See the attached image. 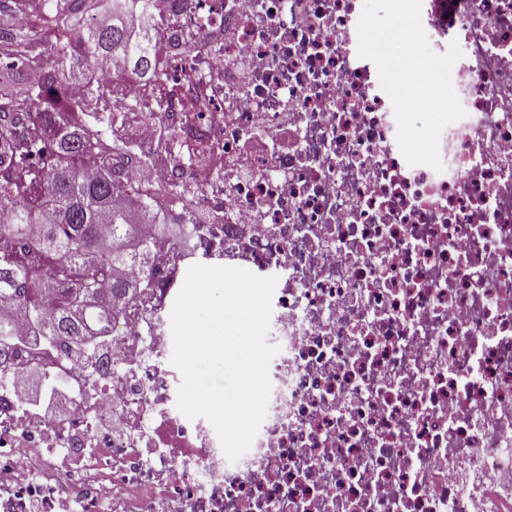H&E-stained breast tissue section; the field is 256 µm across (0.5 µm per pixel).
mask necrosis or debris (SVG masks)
I'll list each match as a JSON object with an SVG mask.
<instances>
[{"label": "necrosis or debris", "mask_w": 512, "mask_h": 512, "mask_svg": "<svg viewBox=\"0 0 512 512\" xmlns=\"http://www.w3.org/2000/svg\"><path fill=\"white\" fill-rule=\"evenodd\" d=\"M171 95L102 107L156 211L147 288L76 356L24 350L73 409L0 388V512H512V0H422L458 43L442 170L408 164L363 0H153ZM200 262L276 277L266 416L229 461L177 408L166 320Z\"/></svg>", "instance_id": "1"}]
</instances>
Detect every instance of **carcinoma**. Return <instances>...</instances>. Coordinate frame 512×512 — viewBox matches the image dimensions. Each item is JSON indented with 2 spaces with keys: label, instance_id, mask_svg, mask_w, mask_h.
I'll use <instances>...</instances> for the list:
<instances>
[{
  "label": "carcinoma",
  "instance_id": "carcinoma-1",
  "mask_svg": "<svg viewBox=\"0 0 512 512\" xmlns=\"http://www.w3.org/2000/svg\"><path fill=\"white\" fill-rule=\"evenodd\" d=\"M83 0H0V66L22 79L0 93V337L16 336L12 310L47 346L92 350L110 310L147 286L129 268L144 255L140 225L154 223L149 196L114 178L112 118L99 111L98 73L167 86L150 31L151 0L112 3L122 20L80 16ZM20 12L30 22L19 25Z\"/></svg>",
  "mask_w": 512,
  "mask_h": 512
}]
</instances>
